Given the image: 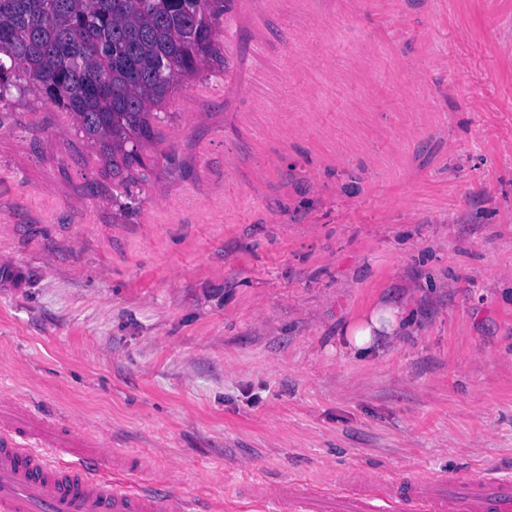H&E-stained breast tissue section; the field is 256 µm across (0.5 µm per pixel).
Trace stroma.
<instances>
[{"label": "stroma", "mask_w": 512, "mask_h": 512, "mask_svg": "<svg viewBox=\"0 0 512 512\" xmlns=\"http://www.w3.org/2000/svg\"><path fill=\"white\" fill-rule=\"evenodd\" d=\"M113 173L0 102V390L196 512L358 470L512 480V0H224ZM402 301L405 335L342 347Z\"/></svg>", "instance_id": "1"}]
</instances>
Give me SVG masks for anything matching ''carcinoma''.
Here are the masks:
<instances>
[{"label": "carcinoma", "instance_id": "obj_1", "mask_svg": "<svg viewBox=\"0 0 512 512\" xmlns=\"http://www.w3.org/2000/svg\"><path fill=\"white\" fill-rule=\"evenodd\" d=\"M222 0H0V100L37 91L112 171L144 165L155 109L214 46Z\"/></svg>", "mask_w": 512, "mask_h": 512}]
</instances>
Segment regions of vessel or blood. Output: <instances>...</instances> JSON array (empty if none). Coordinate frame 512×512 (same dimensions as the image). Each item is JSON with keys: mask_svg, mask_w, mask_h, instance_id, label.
I'll return each instance as SVG.
<instances>
[{"mask_svg": "<svg viewBox=\"0 0 512 512\" xmlns=\"http://www.w3.org/2000/svg\"><path fill=\"white\" fill-rule=\"evenodd\" d=\"M111 453L113 477L94 465ZM149 460L107 450L93 433L48 421L28 401L0 392V512H192L178 488L129 484ZM243 499L271 512H512V481L478 472L419 475L406 483L343 475L336 489L306 480L244 486Z\"/></svg>", "mask_w": 512, "mask_h": 512, "instance_id": "1", "label": "vessel or blood"}]
</instances>
